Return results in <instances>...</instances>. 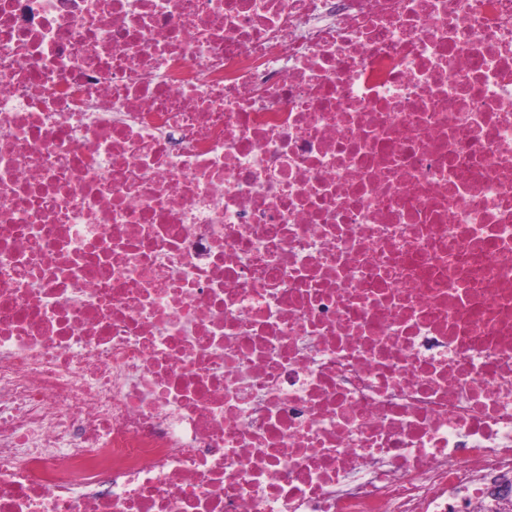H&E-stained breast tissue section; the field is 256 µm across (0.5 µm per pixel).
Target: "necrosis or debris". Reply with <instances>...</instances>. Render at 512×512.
<instances>
[{"mask_svg": "<svg viewBox=\"0 0 512 512\" xmlns=\"http://www.w3.org/2000/svg\"><path fill=\"white\" fill-rule=\"evenodd\" d=\"M512 0H0V512H501Z\"/></svg>", "mask_w": 512, "mask_h": 512, "instance_id": "1", "label": "necrosis or debris"}]
</instances>
